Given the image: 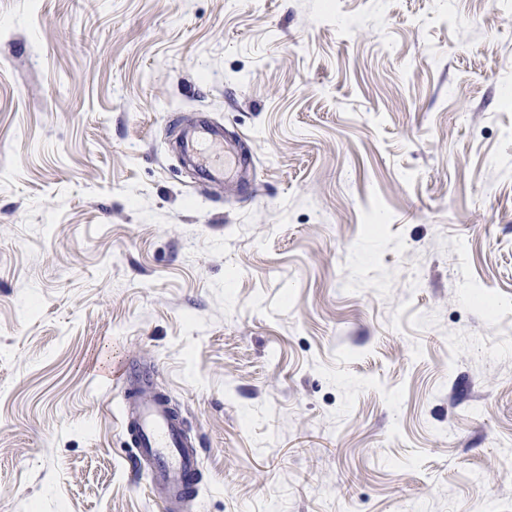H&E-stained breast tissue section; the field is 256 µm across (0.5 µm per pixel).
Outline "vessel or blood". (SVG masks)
I'll list each match as a JSON object with an SVG mask.
<instances>
[{"label":"vessel or blood","mask_w":512,"mask_h":512,"mask_svg":"<svg viewBox=\"0 0 512 512\" xmlns=\"http://www.w3.org/2000/svg\"><path fill=\"white\" fill-rule=\"evenodd\" d=\"M127 361L113 367V379L120 385L126 409L119 420L131 439L137 465L150 472L149 490L165 512H182L190 496L187 484L202 467L198 449L187 442L183 422L173 416L167 399L147 394L146 383L130 384Z\"/></svg>","instance_id":"1"}]
</instances>
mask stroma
<instances>
[{
    "mask_svg": "<svg viewBox=\"0 0 512 512\" xmlns=\"http://www.w3.org/2000/svg\"><path fill=\"white\" fill-rule=\"evenodd\" d=\"M223 128L244 183L176 138ZM512 512V18L490 0H0V512ZM129 374L126 359L114 364L113 379L121 384L122 403L126 405L118 424L131 438L137 467L144 465L150 472L151 495L166 512H181L185 502L193 499L187 484L202 467L200 453L187 442L183 422L173 416L167 399L159 393H145L149 382L132 386Z\"/></svg>",
    "mask_w": 512,
    "mask_h": 512,
    "instance_id": "obj_1",
    "label": "stroma"
}]
</instances>
